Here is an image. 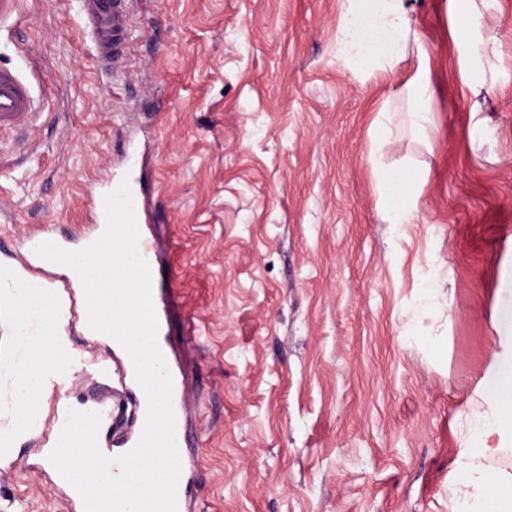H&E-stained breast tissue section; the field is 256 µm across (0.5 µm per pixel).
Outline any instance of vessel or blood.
<instances>
[{
    "label": "vessel or blood",
    "mask_w": 512,
    "mask_h": 512,
    "mask_svg": "<svg viewBox=\"0 0 512 512\" xmlns=\"http://www.w3.org/2000/svg\"><path fill=\"white\" fill-rule=\"evenodd\" d=\"M130 0H81L85 18L86 32L93 44L96 54L106 69L113 73L126 70L127 44L130 39ZM36 110V102L29 85L15 72L0 68V131L27 126ZM137 242L138 254L148 262L151 268V296L158 322H165L168 313V291L160 280L157 265V244L146 227H139ZM48 230H39L27 235L16 257L19 275L10 291L12 307L24 309V297L27 289L40 288L49 300L52 342L50 347L51 362L46 363L41 371L40 392L44 397L55 399L56 409L45 423L53 434H61L70 412L69 405L61 394L60 369H76L84 365V358L75 356L67 343L73 328L80 320V313L75 307L76 291L73 286L43 275L42 263L35 249L48 242ZM158 346L164 356L167 368L172 376V403L175 414V441L180 452V477L177 487V512H194L197 504L194 487L198 480V457L186 453V436L194 409L186 389L181 368L177 365L166 341H159ZM112 357L93 358L92 363L101 379L112 376V361L120 359L125 381L130 388L138 410V425L133 431L123 436L112 448H103L102 453L111 459L110 472L119 475L120 466L117 457L131 451L139 442L145 420L148 402L142 388L136 381L135 369L131 358L120 344H113Z\"/></svg>",
    "instance_id": "b4317fda"
}]
</instances>
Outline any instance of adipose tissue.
<instances>
[{"instance_id": "adipose-tissue-1", "label": "adipose tissue", "mask_w": 512, "mask_h": 512, "mask_svg": "<svg viewBox=\"0 0 512 512\" xmlns=\"http://www.w3.org/2000/svg\"><path fill=\"white\" fill-rule=\"evenodd\" d=\"M409 23L400 13L396 0H386L384 11L370 19L351 16L345 34L355 49L346 59L355 72H364L379 63L394 66L402 55ZM18 336L29 350L13 385L12 415L23 419L41 409L38 395L39 372L44 364L43 338L31 335L19 325ZM473 428L479 435L512 437V360L502 363L494 388L472 411ZM494 448H464L456 460L459 479L449 489V500L458 512H512V467L493 466Z\"/></svg>"}]
</instances>
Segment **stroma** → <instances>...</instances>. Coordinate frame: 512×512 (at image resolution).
I'll use <instances>...</instances> for the list:
<instances>
[{"instance_id":"stroma-1","label":"stroma","mask_w":512,"mask_h":512,"mask_svg":"<svg viewBox=\"0 0 512 512\" xmlns=\"http://www.w3.org/2000/svg\"><path fill=\"white\" fill-rule=\"evenodd\" d=\"M352 5L138 0L116 77L78 0L0 20V67L38 100L30 130L0 133V266L35 228L80 243L92 188L143 158L202 512H449L471 410L512 357V0H398L416 39L365 74L343 62ZM387 169L413 223L384 217ZM38 446L17 444L0 512H68ZM408 84L413 87L415 93L414 107L410 111L413 124L417 127H423L424 123L428 121V115L434 109L427 72L423 69H418Z\"/></svg>"}]
</instances>
